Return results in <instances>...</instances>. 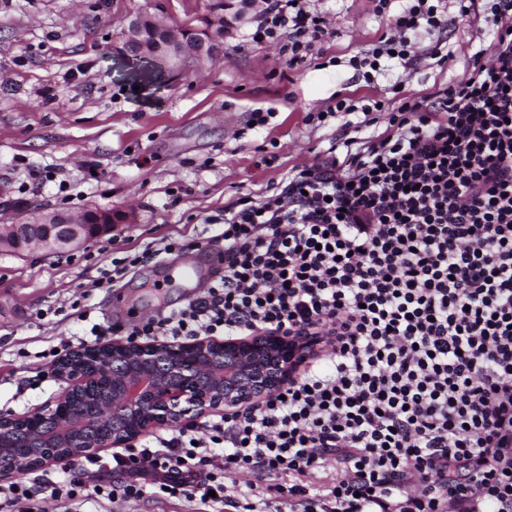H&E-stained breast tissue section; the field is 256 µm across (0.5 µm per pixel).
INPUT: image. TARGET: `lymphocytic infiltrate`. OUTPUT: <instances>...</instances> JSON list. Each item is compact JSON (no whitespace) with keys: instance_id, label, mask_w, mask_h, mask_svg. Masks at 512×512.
<instances>
[{"instance_id":"f902f5d3","label":"lymphocytic infiltrate","mask_w":512,"mask_h":512,"mask_svg":"<svg viewBox=\"0 0 512 512\" xmlns=\"http://www.w3.org/2000/svg\"><path fill=\"white\" fill-rule=\"evenodd\" d=\"M490 63L397 107L384 132L294 169L279 193L224 208V274L130 338L327 336L326 353L240 411L90 453L61 483L18 477L0 512L50 493L220 503L233 512H512V0H456ZM306 0H262L254 27L301 63L325 35ZM385 49L443 31L408 0ZM339 471L323 476L329 461ZM248 473L249 502L231 475Z\"/></svg>"}]
</instances>
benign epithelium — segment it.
I'll return each instance as SVG.
<instances>
[{"instance_id": "1", "label": "benign epithelium", "mask_w": 512, "mask_h": 512, "mask_svg": "<svg viewBox=\"0 0 512 512\" xmlns=\"http://www.w3.org/2000/svg\"><path fill=\"white\" fill-rule=\"evenodd\" d=\"M138 16H129L123 22L124 37L119 46L123 54L150 56L176 75L183 74L193 58L204 53L205 44L186 43L175 31L157 23L164 32L162 39L147 47L137 42ZM28 227L21 229L15 221L0 220V250L16 254L57 250L78 246L90 239L108 234L112 223L85 224L78 213L67 218L58 217L56 210L38 208L31 213ZM218 347L233 352L231 361L216 368L204 358L208 351ZM112 351V404L124 408L129 421L128 431L101 437L92 444L94 448H121L130 439L138 437L157 425L180 421L188 413L231 408L246 405L277 391L293 375L297 365L309 354L310 346L295 336L272 334L256 340L237 342L226 339H195L183 343H140L119 341L85 350L79 355L96 359L102 352ZM169 357V373L161 374L160 355ZM69 354L58 365L55 375L66 379V387L53 403L43 411L22 417L34 426L48 413L58 414L59 421L48 438L50 456L42 458L10 446L5 431L19 419L0 415V457H21L34 468L50 461L71 458L67 442L78 427L61 410L89 392L98 383V376L71 368Z\"/></svg>"}]
</instances>
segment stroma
<instances>
[{"instance_id": "1", "label": "stroma", "mask_w": 512, "mask_h": 512, "mask_svg": "<svg viewBox=\"0 0 512 512\" xmlns=\"http://www.w3.org/2000/svg\"><path fill=\"white\" fill-rule=\"evenodd\" d=\"M212 0H0V188L9 216L36 205L125 214L110 235L79 249L19 257L0 253V414L20 416L64 388L46 364L53 350L96 347L87 331L123 327L177 309L189 296L183 263L209 278V220L243 196L280 188L289 172L340 146L349 124L386 129L402 102L462 78L486 44L464 24L411 33L410 67L385 60L373 81L351 66L390 33L378 0H308L327 34L303 63L289 66L279 42L257 44L248 14L224 34L203 69L175 78L151 58L119 53L126 16L145 11L166 23L207 15ZM385 103L365 116L367 99ZM349 112L327 116L338 101ZM271 111L267 125L255 111ZM177 242L163 261L137 263L146 246ZM126 262L122 272L114 265ZM111 287H98L103 272ZM33 512H204L157 497L112 502L44 497Z\"/></svg>"}]
</instances>
